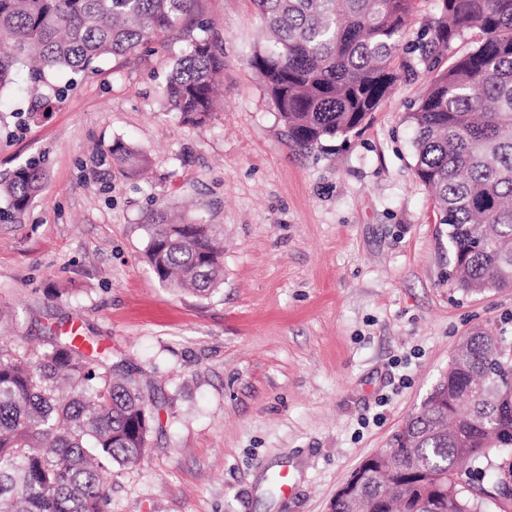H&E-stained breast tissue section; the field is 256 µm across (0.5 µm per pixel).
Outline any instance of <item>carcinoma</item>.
<instances>
[{"instance_id": "obj_1", "label": "carcinoma", "mask_w": 512, "mask_h": 512, "mask_svg": "<svg viewBox=\"0 0 512 512\" xmlns=\"http://www.w3.org/2000/svg\"><path fill=\"white\" fill-rule=\"evenodd\" d=\"M199 0H0V92L25 76L29 113L61 102L54 78L88 75L113 56L136 54L156 36L181 29ZM266 38L248 63L263 79L289 140L311 149L358 129L414 67L424 89L406 119L415 131V172L448 225L451 277L465 293L512 287V0H438L418 46L403 44L417 0H251ZM476 32L472 47L441 66L452 44ZM224 69L218 43L195 39L176 59L163 97L182 122L200 126L215 108ZM129 173L150 157L123 141L109 148ZM47 170L29 162L0 178L8 212H24ZM155 279L199 298L224 278L218 225L161 214L145 224ZM436 393L365 460L356 496L333 512H484L456 482L457 467L512 453V342L491 331L468 337ZM159 423L136 381L114 376L104 351L77 330L54 334L33 361L0 348V512H110L112 465L134 466ZM512 460L493 491L499 512Z\"/></svg>"}]
</instances>
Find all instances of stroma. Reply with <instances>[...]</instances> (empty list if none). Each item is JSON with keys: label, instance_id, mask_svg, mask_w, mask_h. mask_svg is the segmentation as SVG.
I'll return each instance as SVG.
<instances>
[{"label": "stroma", "instance_id": "stroma-1", "mask_svg": "<svg viewBox=\"0 0 512 512\" xmlns=\"http://www.w3.org/2000/svg\"><path fill=\"white\" fill-rule=\"evenodd\" d=\"M224 47L223 96L203 127L162 99L187 37L108 58L48 116L0 92V177L43 162L33 204L0 220V347L37 357L78 328L156 401L133 467H113L111 512H332L367 456L391 447L465 336H512V288L450 278L448 227L414 171L406 121L422 78L370 120L295 147L248 56L251 0H200ZM146 150L129 174L109 148ZM220 225L224 280L207 298L159 285L148 217ZM289 471L291 490L271 480Z\"/></svg>", "mask_w": 512, "mask_h": 512}]
</instances>
